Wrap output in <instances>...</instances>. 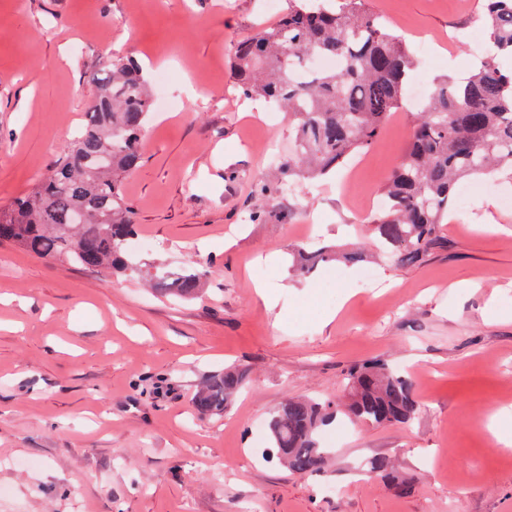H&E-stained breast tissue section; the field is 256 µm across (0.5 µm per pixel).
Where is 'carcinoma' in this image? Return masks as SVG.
Here are the masks:
<instances>
[{
  "mask_svg": "<svg viewBox=\"0 0 512 512\" xmlns=\"http://www.w3.org/2000/svg\"><path fill=\"white\" fill-rule=\"evenodd\" d=\"M272 27L239 42L232 67L243 95L282 106L295 127L299 159L279 165L280 186L324 176L372 144L390 114L407 98L413 65L402 39L364 7L343 0H291ZM489 49L477 70L455 82L442 80L417 113L402 155L381 189L383 205L371 218L379 248L404 265L422 261L447 244L459 181L512 170V0H486ZM333 58L343 70L314 68ZM96 93L71 152L8 211L0 210V242L37 257L90 271L131 276L138 272L129 244L137 232L122 191V178L143 163L142 136L152 100L143 73L123 59L108 58L93 77ZM355 264L364 253L329 247L303 251L298 274L319 262ZM208 272L155 274L166 295L192 298ZM246 371L232 366L195 394L198 411L219 415L241 388ZM347 394L336 400L288 398L267 427L272 454L293 473L320 471L331 449L320 433L342 414L371 425L407 424L418 413L408 374L385 362L353 368Z\"/></svg>",
  "mask_w": 512,
  "mask_h": 512,
  "instance_id": "carcinoma-1",
  "label": "carcinoma"
}]
</instances>
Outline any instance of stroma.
<instances>
[{
	"instance_id": "1",
	"label": "stroma",
	"mask_w": 512,
	"mask_h": 512,
	"mask_svg": "<svg viewBox=\"0 0 512 512\" xmlns=\"http://www.w3.org/2000/svg\"><path fill=\"white\" fill-rule=\"evenodd\" d=\"M0 0V210L70 151L106 54L169 76L178 103L151 112L144 161L122 191L140 275L92 273L0 243V512H512V177L451 208L445 248L294 274L314 240L370 246V215L418 105L329 177L275 185L294 155L287 116L245 97L234 44L287 13L288 0ZM414 56L431 91L477 62L462 32L484 0H367ZM429 40L432 55L420 49ZM256 210L274 211L260 224ZM212 269L183 301L151 289L157 268ZM371 272L375 289L361 288ZM405 368L420 404L407 425L341 420L320 472L267 454V421L287 398H333L357 364ZM240 365L247 381L220 415L198 387ZM387 457L411 482L361 472Z\"/></svg>"
}]
</instances>
